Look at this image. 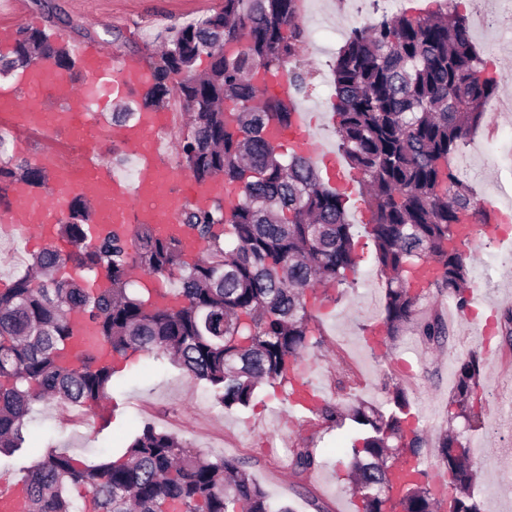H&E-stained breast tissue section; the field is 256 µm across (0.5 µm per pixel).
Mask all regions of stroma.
<instances>
[{"label":"stroma","instance_id":"35a3bbf8","mask_svg":"<svg viewBox=\"0 0 512 512\" xmlns=\"http://www.w3.org/2000/svg\"><path fill=\"white\" fill-rule=\"evenodd\" d=\"M299 22L304 42L297 59L308 72L305 90L297 101L314 108L317 123L312 135L323 149L338 150L332 120L333 98L323 91L332 81V64L353 27L366 19L344 9L343 0H300ZM63 19L86 29L98 39L120 32L112 52L147 62L163 45L170 28L218 9L221 0H49ZM459 14L472 18L474 10L492 16V28L471 27L473 44L481 57L497 64L495 97L512 101V0H453ZM47 6L36 0H0V29L21 26L49 30ZM500 131L512 130V108L497 112ZM489 135L479 126L460 147L453 163L488 209H512V138ZM362 185L347 187V212L356 226L358 264L350 274V287L338 300L321 294L308 297L309 308L323 335L321 348L309 351L300 364L301 374L323 400L384 403L387 385L405 382L406 372L415 381L406 384L410 413L418 419L428 454L448 426L461 429L465 441L480 451L475 493L484 512H512V339L502 316L512 310V231L500 239L474 240L464 250L476 284L483 295L471 296L464 311L450 319L452 335L445 349L425 344L413 326L393 341L375 345L368 330L384 318L382 275L374 260V245L365 230L371 213ZM492 327L489 350H482L485 327ZM481 351L486 381L477 391L482 405L478 428L464 429L462 421H449L448 398L453 387V365L458 357ZM52 400L35 403L26 426L32 434L28 448L0 456V476L22 478L46 446H53L87 463L102 454L121 457L123 447L143 424L174 434L211 459L234 458L265 489L271 500L292 506L294 512H312L310 498H317L328 512H357L346 489L351 435L317 421L307 410L292 406L281 387L260 386L248 407L227 409L217 404L201 381L165 361L132 357L121 362L107 400L88 412L86 426L74 428L57 415ZM316 443L320 465L296 475L290 461L274 463L273 447L297 448L304 440Z\"/></svg>","mask_w":512,"mask_h":512}]
</instances>
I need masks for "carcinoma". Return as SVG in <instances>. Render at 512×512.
Instances as JSON below:
<instances>
[{
    "label": "carcinoma",
    "instance_id": "carcinoma-1",
    "mask_svg": "<svg viewBox=\"0 0 512 512\" xmlns=\"http://www.w3.org/2000/svg\"><path fill=\"white\" fill-rule=\"evenodd\" d=\"M304 30L298 0H223L205 16L174 27L149 63L147 90L126 124L177 98L189 111L178 131L182 167L199 182L217 175L240 193L228 202L183 205L181 223L201 251L185 253L175 234L139 224L133 239L119 231L93 234L92 202L74 197L57 235L74 250L46 247L10 287L0 289V456L28 444L25 418L44 398L90 409L108 397L114 367L86 349L72 364L70 316L84 315L118 359L167 357L204 382L224 408L247 407L258 386L299 377V362L322 343L306 292L347 283L358 263L354 225L342 194L325 183L317 162L272 139L291 112L258 83L280 74L301 91L296 70ZM13 57L0 69L27 70L51 60L75 66L66 40L53 44L39 29L16 30ZM208 60L199 73L197 62ZM339 150L368 187L376 263L387 275L384 335L408 325L420 301L448 294L459 310L473 278L461 247L471 241L460 218L490 223L471 185L453 165L497 89L471 40L466 19L404 13L352 29L333 66ZM15 184L47 186L28 161L0 160V204ZM177 285L172 303L128 293L131 274ZM429 345L449 337L438 314L416 325ZM485 379L476 352L457 360L448 398L450 420L480 424L473 399ZM406 389L396 383L381 406L325 403L317 413L331 427L350 425L356 438L347 474L362 512H438L427 473L395 471L424 446L423 429L404 425ZM474 449L451 429L437 444L439 471L450 477L448 512H483L475 494ZM319 466L305 444L295 473ZM28 512H293L275 505L242 462L211 460L178 437L145 424L121 459L87 465L50 449L22 477ZM70 488L91 494L77 506Z\"/></svg>",
    "mask_w": 512,
    "mask_h": 512
}]
</instances>
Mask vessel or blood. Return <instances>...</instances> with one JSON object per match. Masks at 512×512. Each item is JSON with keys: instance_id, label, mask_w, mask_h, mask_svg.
I'll use <instances>...</instances> for the list:
<instances>
[{"instance_id": "obj_1", "label": "vessel or blood", "mask_w": 512, "mask_h": 512, "mask_svg": "<svg viewBox=\"0 0 512 512\" xmlns=\"http://www.w3.org/2000/svg\"><path fill=\"white\" fill-rule=\"evenodd\" d=\"M73 53L84 76L78 104H62L51 112L40 107L46 94H59L67 84L65 77L46 64L28 71L20 90L0 91V125L10 128L16 139L34 136L42 141L43 150L36 163L48 170L53 184L46 195L18 189L20 211L1 213L0 225L15 229L23 239L51 238L52 227L65 211L67 201L81 194L95 202L99 230L118 227L129 233L138 224L176 228L182 206L205 194L207 187L189 177L176 180L160 151L157 132L162 118L106 132L93 108L98 95L120 98L130 85L144 82L141 66L96 43L75 44ZM314 119L313 113L296 109L292 128L280 131L281 140L294 142L304 153H315L317 146L308 133ZM103 132L133 147L138 159L134 181H126L102 162L98 137ZM23 510L21 483L0 482V512Z\"/></svg>"}]
</instances>
